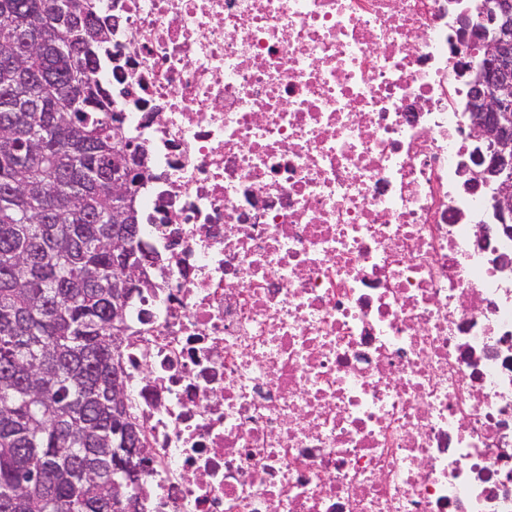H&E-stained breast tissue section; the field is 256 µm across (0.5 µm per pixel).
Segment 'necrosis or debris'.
Returning <instances> with one entry per match:
<instances>
[{
	"mask_svg": "<svg viewBox=\"0 0 512 512\" xmlns=\"http://www.w3.org/2000/svg\"><path fill=\"white\" fill-rule=\"evenodd\" d=\"M148 149L141 512H512V238L464 137L476 0H102Z\"/></svg>",
	"mask_w": 512,
	"mask_h": 512,
	"instance_id": "1",
	"label": "necrosis or debris"
}]
</instances>
